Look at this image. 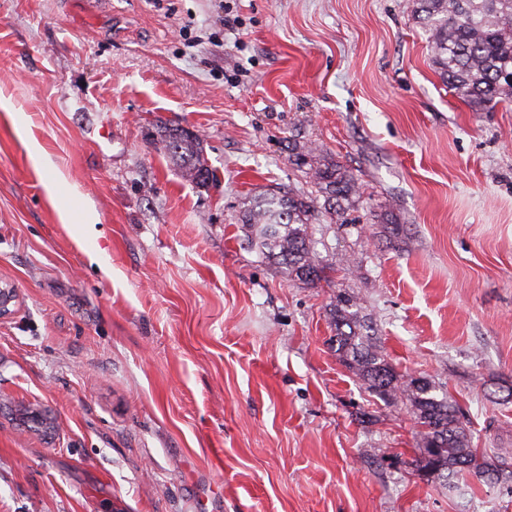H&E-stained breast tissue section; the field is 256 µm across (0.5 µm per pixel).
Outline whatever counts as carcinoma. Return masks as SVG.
Returning <instances> with one entry per match:
<instances>
[{"instance_id": "1", "label": "carcinoma", "mask_w": 512, "mask_h": 512, "mask_svg": "<svg viewBox=\"0 0 512 512\" xmlns=\"http://www.w3.org/2000/svg\"><path fill=\"white\" fill-rule=\"evenodd\" d=\"M408 8L430 34L432 63L446 84L476 110L512 101V0H408ZM160 143L176 160L182 175L199 187L213 179L204 141L178 125L158 126ZM315 150L295 156L307 168L311 190L270 188L247 205L243 223L267 257L291 281L307 284L327 279V266L312 246L309 226L327 217L343 218L357 195L354 175L337 162L313 161ZM333 324L336 354L388 403H400L416 422V472L449 481L468 476L483 482H512V470L487 450L470 447L467 425L457 407L429 380L406 377L394 369L380 346L370 343L360 321L357 297L336 294Z\"/></svg>"}]
</instances>
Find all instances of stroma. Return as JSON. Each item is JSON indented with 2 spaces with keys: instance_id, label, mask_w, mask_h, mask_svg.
I'll return each instance as SVG.
<instances>
[{
  "instance_id": "obj_1",
  "label": "stroma",
  "mask_w": 512,
  "mask_h": 512,
  "mask_svg": "<svg viewBox=\"0 0 512 512\" xmlns=\"http://www.w3.org/2000/svg\"><path fill=\"white\" fill-rule=\"evenodd\" d=\"M405 3L0 0V512H512L510 486L416 475L412 414L329 344L355 294L512 463V106L464 104ZM162 121L203 138L208 187ZM305 142L360 192L311 227L328 285L241 222L304 187Z\"/></svg>"
}]
</instances>
